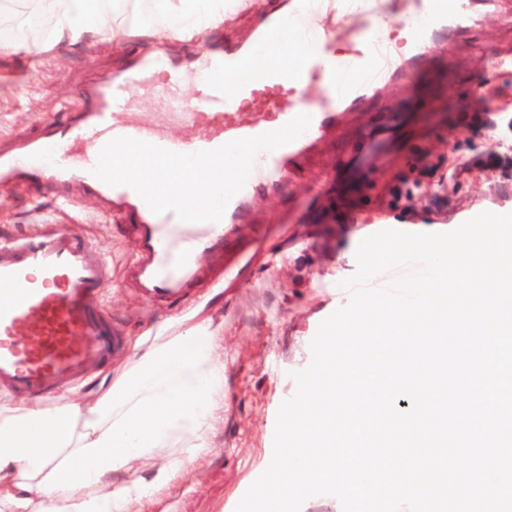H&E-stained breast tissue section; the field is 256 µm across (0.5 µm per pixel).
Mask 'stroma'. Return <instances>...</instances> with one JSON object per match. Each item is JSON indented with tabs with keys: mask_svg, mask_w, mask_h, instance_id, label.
Wrapping results in <instances>:
<instances>
[{
	"mask_svg": "<svg viewBox=\"0 0 512 512\" xmlns=\"http://www.w3.org/2000/svg\"><path fill=\"white\" fill-rule=\"evenodd\" d=\"M288 0H257L220 29L187 41L156 46L147 38L121 45L94 38L65 41L39 54L0 55V144L9 145L45 124L86 111L84 90L108 83L137 58L162 53L191 68L203 42L249 43L265 13ZM428 60L409 80L394 82L363 106L339 113L312 147L288 162L278 185L256 193L243 207L223 251L199 258L200 274L176 300H147L129 271L137 243L129 221L77 181L57 184L0 181V242L38 233L44 219L62 232H82L104 253L112 286L104 306L126 338L112 366L128 363L135 347L155 337L208 325L219 336L224 362V418L208 434L209 446L193 467L132 512H235L273 454L276 417L296 389L292 378L311 360L319 324L348 304L344 279L357 270L361 241L385 229L449 232L470 215L512 213V172H448L489 152L512 157V112H480L477 86L498 90L512 103V0H478L464 29L437 30ZM166 70L134 90L133 121L150 125L166 107L154 91ZM396 125L386 163L352 180L337 181L351 151ZM434 173L421 177L425 166ZM252 255L232 280L213 287L209 274L229 256Z\"/></svg>",
	"mask_w": 512,
	"mask_h": 512,
	"instance_id": "1",
	"label": "stroma"
}]
</instances>
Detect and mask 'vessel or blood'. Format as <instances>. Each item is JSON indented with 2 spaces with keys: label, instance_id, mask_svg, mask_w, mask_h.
<instances>
[{
  "label": "vessel or blood",
  "instance_id": "obj_1",
  "mask_svg": "<svg viewBox=\"0 0 512 512\" xmlns=\"http://www.w3.org/2000/svg\"><path fill=\"white\" fill-rule=\"evenodd\" d=\"M373 3L292 0L287 11L264 16L252 44L222 49L204 45L199 59L203 79L190 99L181 96L178 71L170 69L159 89L170 105V122L203 121L208 126L205 133L174 137L123 121L130 90L150 79L157 67L156 62L138 60L109 83L88 88L93 106L78 122L48 125L37 136L20 138L14 149L0 150V175L81 181L89 192L134 218L135 278L145 297H177L195 277L200 254L223 248L224 236L240 218L251 191L282 179L289 157L306 151L343 108L363 104L394 77L404 75L401 52L372 27L361 32L360 48L348 57L332 65L326 60L331 37L312 25V15L327 9L344 17L357 16ZM418 4L420 15L406 22L418 45L432 28L464 21L470 9V0H418ZM294 44L304 45V53L292 55ZM259 52L270 59L267 68L255 67L253 59ZM314 82L323 86L320 98L280 108L279 96ZM244 101L261 105L264 117L239 120ZM270 112L275 120H267ZM300 114L310 116L309 128L294 141L256 155L244 187L217 222H185L172 211L154 214L132 188L110 186L92 173L100 150L116 137L189 154L279 129ZM77 138L85 142L78 158L69 152ZM111 281L112 271L101 250L81 233H60L49 226L36 235L1 242L0 390L49 399L106 363L123 344L103 306Z\"/></svg>",
  "mask_w": 512,
  "mask_h": 512
}]
</instances>
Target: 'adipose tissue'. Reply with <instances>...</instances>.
I'll list each match as a JSON object with an SVG mask.
<instances>
[{
	"instance_id": "ef3b65f1",
	"label": "adipose tissue",
	"mask_w": 512,
	"mask_h": 512,
	"mask_svg": "<svg viewBox=\"0 0 512 512\" xmlns=\"http://www.w3.org/2000/svg\"><path fill=\"white\" fill-rule=\"evenodd\" d=\"M53 36L1 40L0 52L40 53L64 39L97 35L121 43L137 35L138 0H42ZM253 0H154L157 39H184L220 25ZM208 327L136 349L123 371L90 401L53 410L0 407V512H129L205 453L206 433L224 409V363ZM148 461L150 479L121 476ZM23 482L25 495L14 486Z\"/></svg>"
}]
</instances>
